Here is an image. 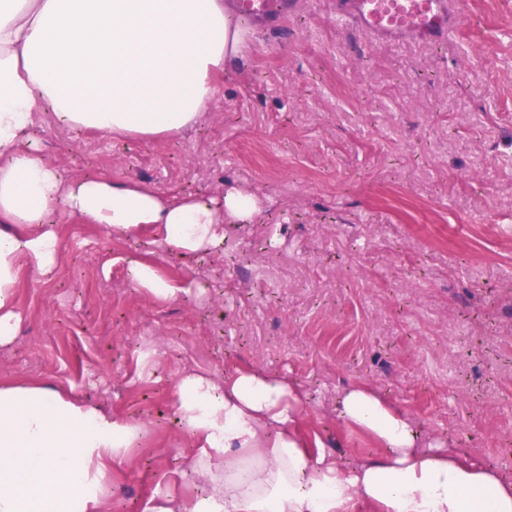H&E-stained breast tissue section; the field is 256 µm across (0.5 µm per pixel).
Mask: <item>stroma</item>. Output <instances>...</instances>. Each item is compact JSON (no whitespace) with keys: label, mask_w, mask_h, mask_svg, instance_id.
<instances>
[{"label":"stroma","mask_w":512,"mask_h":512,"mask_svg":"<svg viewBox=\"0 0 512 512\" xmlns=\"http://www.w3.org/2000/svg\"><path fill=\"white\" fill-rule=\"evenodd\" d=\"M216 104L170 140L98 136L44 114L65 178L106 174L171 198L258 195L224 248L182 255L157 230L120 237L64 219L54 274L23 270L0 384L35 382L144 424L112 471L108 512L205 489L171 382L255 369L293 383L301 425L344 469L382 455L339 400L370 387L425 445L464 449L512 480V0H465L447 42L376 43L298 0L253 30ZM184 287L160 302L133 257Z\"/></svg>","instance_id":"35a3bbf8"}]
</instances>
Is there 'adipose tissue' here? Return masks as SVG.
<instances>
[{"label": "adipose tissue", "instance_id": "1", "mask_svg": "<svg viewBox=\"0 0 512 512\" xmlns=\"http://www.w3.org/2000/svg\"><path fill=\"white\" fill-rule=\"evenodd\" d=\"M249 41L224 0H0V344L20 315L22 265L55 270L62 216L130 235L151 226L168 250L208 253L225 225L251 219L259 199H172L109 177L64 179L33 139L34 116L115 138L171 139L215 104L214 78ZM129 282L155 298L180 287L151 262ZM178 422L199 448L202 495L164 496L145 512H512V481L454 448H419L415 424L366 387L344 394L339 418L386 448L343 470L300 435L303 398L256 370L217 383L191 373L172 382ZM139 424L38 384L0 386V512H106L113 464Z\"/></svg>", "mask_w": 512, "mask_h": 512}]
</instances>
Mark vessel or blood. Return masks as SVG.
<instances>
[{
    "mask_svg": "<svg viewBox=\"0 0 512 512\" xmlns=\"http://www.w3.org/2000/svg\"><path fill=\"white\" fill-rule=\"evenodd\" d=\"M233 5L241 18L271 30L294 12L297 0H233ZM336 17L380 43H438L460 33L464 23L461 0H337Z\"/></svg>",
    "mask_w": 512,
    "mask_h": 512,
    "instance_id": "b4317fda",
    "label": "vessel or blood"
}]
</instances>
